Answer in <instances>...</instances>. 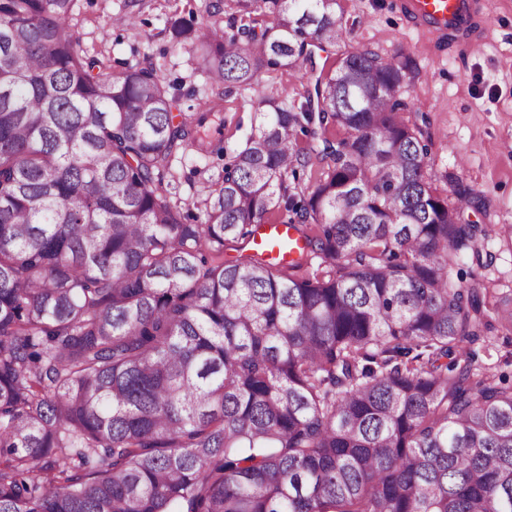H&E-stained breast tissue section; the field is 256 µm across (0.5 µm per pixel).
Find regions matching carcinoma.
Segmentation results:
<instances>
[{
	"instance_id": "cac0c4a2",
	"label": "carcinoma",
	"mask_w": 512,
	"mask_h": 512,
	"mask_svg": "<svg viewBox=\"0 0 512 512\" xmlns=\"http://www.w3.org/2000/svg\"><path fill=\"white\" fill-rule=\"evenodd\" d=\"M337 7L168 31L218 95L257 92L343 42ZM71 8L0 0V512H512V383L472 349L512 334V292L448 276L512 224L434 187L410 55L351 45L304 101L259 95L192 224L172 161L209 152L215 105L175 115L154 68L81 54ZM274 208L289 262L256 243Z\"/></svg>"
}]
</instances>
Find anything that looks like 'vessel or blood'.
Wrapping results in <instances>:
<instances>
[{"mask_svg": "<svg viewBox=\"0 0 512 512\" xmlns=\"http://www.w3.org/2000/svg\"><path fill=\"white\" fill-rule=\"evenodd\" d=\"M395 9L438 41H450L469 52L481 47L487 24L484 0H394Z\"/></svg>", "mask_w": 512, "mask_h": 512, "instance_id": "1", "label": "vessel or blood"}]
</instances>
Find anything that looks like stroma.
I'll return each instance as SVG.
<instances>
[{"instance_id": "obj_1", "label": "stroma", "mask_w": 512, "mask_h": 512, "mask_svg": "<svg viewBox=\"0 0 512 512\" xmlns=\"http://www.w3.org/2000/svg\"><path fill=\"white\" fill-rule=\"evenodd\" d=\"M217 0H73L71 29L83 54L106 58L112 73L139 64L153 66L169 85L180 112L197 111L215 87L203 71L202 51L188 43H174L167 20L176 16L195 26L226 30ZM488 24L478 52L440 44L416 29L398 13L392 0H339L350 44L367 45L384 54L409 53L418 75L402 88L411 110L404 118L422 127L429 139L428 160L438 176V190H446L444 173H462L474 193L485 197L487 211H467L470 223L512 224V0H485ZM134 19L122 25V17ZM312 69L299 66L273 70L263 90L286 101L300 100L313 82ZM257 98L234 92L224 98V129L215 132L222 147L234 150L250 130ZM173 169L177 195L190 203L208 194L224 169L220 154L179 156ZM493 260L479 266L465 258L454 265L450 280L468 286L472 277L512 289V243L494 239L485 245Z\"/></svg>"}]
</instances>
